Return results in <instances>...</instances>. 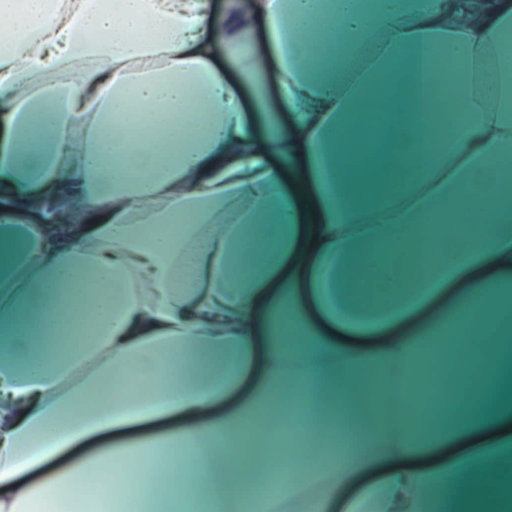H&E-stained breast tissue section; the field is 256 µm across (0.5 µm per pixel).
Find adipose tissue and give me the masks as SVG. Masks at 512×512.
Listing matches in <instances>:
<instances>
[{"instance_id": "1", "label": "adipose tissue", "mask_w": 512, "mask_h": 512, "mask_svg": "<svg viewBox=\"0 0 512 512\" xmlns=\"http://www.w3.org/2000/svg\"><path fill=\"white\" fill-rule=\"evenodd\" d=\"M0 28V512L93 478L112 512H240L283 454L255 421L302 377L393 441L325 452L309 512H512V364L456 406L512 281V224L472 191L512 155V0H0ZM219 48L274 61L279 117L244 112ZM475 293L447 398L364 403ZM325 337L333 339L337 345L345 347L356 355L375 354L380 346L379 339L375 336H339L336 333L334 336ZM164 431V427L160 425H145L134 429L130 435L123 437H97L88 441L83 448L84 452H93L98 449L108 447L112 444V448L125 447L133 443H138L150 439Z\"/></svg>"}]
</instances>
